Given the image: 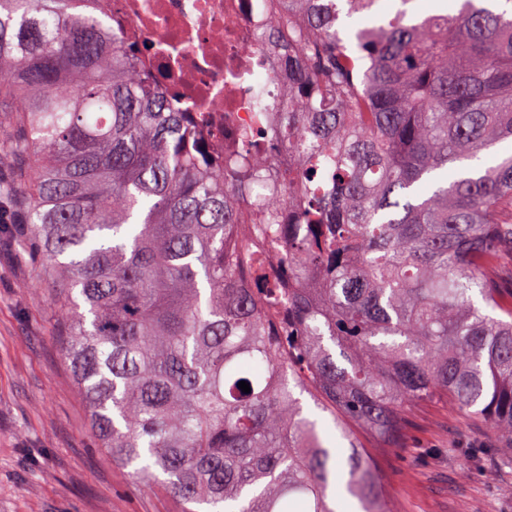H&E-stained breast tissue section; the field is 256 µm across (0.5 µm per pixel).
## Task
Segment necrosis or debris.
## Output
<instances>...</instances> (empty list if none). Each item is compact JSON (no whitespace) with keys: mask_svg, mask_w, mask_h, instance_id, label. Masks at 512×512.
I'll list each match as a JSON object with an SVG mask.
<instances>
[{"mask_svg":"<svg viewBox=\"0 0 512 512\" xmlns=\"http://www.w3.org/2000/svg\"><path fill=\"white\" fill-rule=\"evenodd\" d=\"M71 10L141 46L132 65L194 121L208 158L234 152L231 125L278 118L288 70L267 28L292 14V0H72Z\"/></svg>","mask_w":512,"mask_h":512,"instance_id":"1","label":"necrosis or debris"}]
</instances>
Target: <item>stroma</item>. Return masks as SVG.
I'll list each match as a JSON object with an SVG mask.
<instances>
[{"mask_svg":"<svg viewBox=\"0 0 512 512\" xmlns=\"http://www.w3.org/2000/svg\"><path fill=\"white\" fill-rule=\"evenodd\" d=\"M21 226H0V512H181L162 489L144 490L97 449L64 355L65 330ZM350 435L386 481L393 512H512V451H492L484 425L449 403L407 416L399 444ZM486 454L469 475L458 455Z\"/></svg>","mask_w":512,"mask_h":512,"instance_id":"obj_1","label":"stroma"}]
</instances>
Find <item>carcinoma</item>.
Returning <instances> with one entry per match:
<instances>
[{
    "label": "carcinoma",
    "mask_w": 512,
    "mask_h": 512,
    "mask_svg": "<svg viewBox=\"0 0 512 512\" xmlns=\"http://www.w3.org/2000/svg\"><path fill=\"white\" fill-rule=\"evenodd\" d=\"M297 2L288 198L242 224L268 169L253 130L227 165L200 162L112 33L65 0H0V165L28 160L27 235L93 436L186 512H345L305 392L389 448L436 401L512 442V152L418 191L512 141V0L400 12L354 49L341 20L376 0ZM273 256L296 287L271 279ZM341 462L362 512H393L355 443Z\"/></svg>",
    "instance_id": "carcinoma-1"
}]
</instances>
